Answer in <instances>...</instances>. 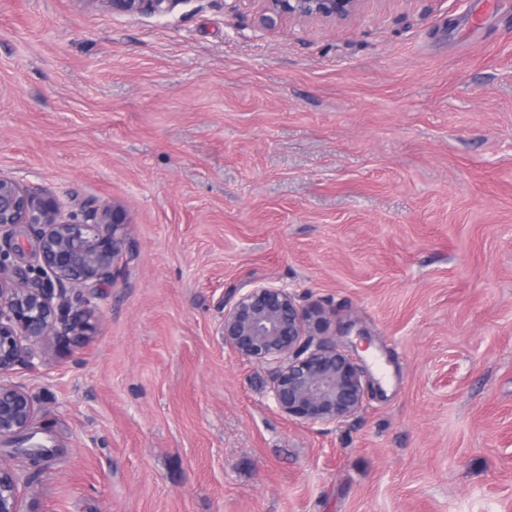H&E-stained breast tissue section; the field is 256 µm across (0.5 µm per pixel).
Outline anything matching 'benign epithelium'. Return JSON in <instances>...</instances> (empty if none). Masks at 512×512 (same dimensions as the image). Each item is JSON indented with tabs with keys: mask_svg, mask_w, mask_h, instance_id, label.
<instances>
[{
	"mask_svg": "<svg viewBox=\"0 0 512 512\" xmlns=\"http://www.w3.org/2000/svg\"><path fill=\"white\" fill-rule=\"evenodd\" d=\"M119 15L164 16L185 0H96ZM259 27L285 20L339 26L366 0H256ZM128 211L119 203L85 212L57 195L36 196L19 179L0 175V439L30 432L38 413L29 390L10 380L18 366L45 360L43 346L71 336H91L96 288L124 264ZM35 232V243L18 241L17 229ZM36 264L18 265L26 250ZM326 312L305 306L296 294L261 283L224 305V345L248 361L271 367L275 408L301 424L340 423L359 411L367 394L356 350L327 336ZM21 474L0 463V512H20Z\"/></svg>",
	"mask_w": 512,
	"mask_h": 512,
	"instance_id": "1",
	"label": "benign epithelium"
}]
</instances>
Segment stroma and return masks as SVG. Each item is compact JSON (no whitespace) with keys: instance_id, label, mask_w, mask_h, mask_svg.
I'll list each match as a JSON object with an SVG mask.
<instances>
[{"instance_id":"stroma-1","label":"stroma","mask_w":512,"mask_h":512,"mask_svg":"<svg viewBox=\"0 0 512 512\" xmlns=\"http://www.w3.org/2000/svg\"><path fill=\"white\" fill-rule=\"evenodd\" d=\"M255 8L0 0V174L129 216L95 335L13 375L54 450L21 512H512V0ZM258 282L389 383L288 421L220 336ZM96 2L119 15L150 13L164 16L185 0H96ZM367 0H255L259 27L274 29L285 20L322 22L339 26L362 10Z\"/></svg>"}]
</instances>
